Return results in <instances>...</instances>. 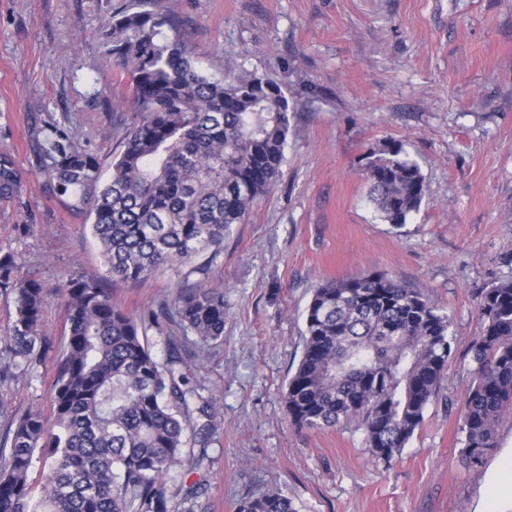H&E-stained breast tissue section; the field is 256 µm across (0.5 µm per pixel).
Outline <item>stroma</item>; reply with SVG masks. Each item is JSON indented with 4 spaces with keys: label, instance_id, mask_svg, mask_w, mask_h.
Here are the masks:
<instances>
[{
    "label": "stroma",
    "instance_id": "1",
    "mask_svg": "<svg viewBox=\"0 0 512 512\" xmlns=\"http://www.w3.org/2000/svg\"><path fill=\"white\" fill-rule=\"evenodd\" d=\"M130 0H0V156L22 185L0 201V255L55 289L104 261L83 215L49 192L38 142L53 128L109 164L137 121L120 67L104 73L102 20ZM196 65L232 78L271 73L296 109L283 174L234 225L216 257L112 286L113 303L162 316L156 353L175 338L217 415L199 466L195 512H237L277 492L297 512H475L492 470L512 459V410L478 467L461 456L479 295L512 274V0H165ZM400 144L427 192L396 228L379 219L362 174ZM385 272L452 321L439 398L401 454L374 457L356 427L298 430L283 395L302 354L313 288ZM224 288V340L205 344L172 316L176 289ZM50 364L9 369V411L50 408Z\"/></svg>",
    "mask_w": 512,
    "mask_h": 512
}]
</instances>
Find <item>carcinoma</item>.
<instances>
[{
  "label": "carcinoma",
  "instance_id": "cac0c4a2",
  "mask_svg": "<svg viewBox=\"0 0 512 512\" xmlns=\"http://www.w3.org/2000/svg\"><path fill=\"white\" fill-rule=\"evenodd\" d=\"M106 56L117 63L141 116L101 163L65 144L59 129L42 147L49 188L87 214L106 274H75L61 285L64 348L54 359L51 413L9 417L0 445V512H171L165 477L205 448L216 401L199 392L173 340L160 360L149 338L154 319L112 303V283L139 281L219 254L233 225L280 175L290 103L268 74L232 80L198 68L178 17L162 6H127L104 21ZM368 199L402 226L426 195L420 167L390 142L363 168ZM20 187L0 159V200ZM0 258V292L13 297L8 346L14 365L46 357L42 334L48 288ZM174 312L204 342L224 338L220 286L180 289ZM471 346L472 382L462 408L461 455L471 467L496 447L495 426L512 408V277L484 289ZM302 355L288 380L284 410L295 427L354 425L372 453L392 459L437 398L452 351V321L420 291L386 273L329 281L304 311ZM40 469V484L30 474ZM238 512H296L279 493L242 500Z\"/></svg>",
  "mask_w": 512,
  "mask_h": 512
}]
</instances>
